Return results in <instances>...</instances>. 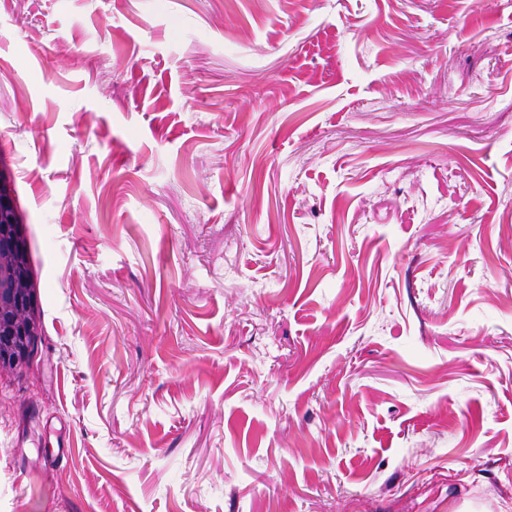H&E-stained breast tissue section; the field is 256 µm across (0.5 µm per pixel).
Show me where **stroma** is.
<instances>
[{
	"label": "stroma",
	"mask_w": 512,
	"mask_h": 512,
	"mask_svg": "<svg viewBox=\"0 0 512 512\" xmlns=\"http://www.w3.org/2000/svg\"><path fill=\"white\" fill-rule=\"evenodd\" d=\"M1 166L0 512H512V0H0ZM40 330L21 222L0 168V374L29 366Z\"/></svg>",
	"instance_id": "obj_1"
}]
</instances>
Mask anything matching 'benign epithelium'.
Listing matches in <instances>:
<instances>
[{"mask_svg": "<svg viewBox=\"0 0 512 512\" xmlns=\"http://www.w3.org/2000/svg\"><path fill=\"white\" fill-rule=\"evenodd\" d=\"M40 330L21 222L0 168V373L29 366Z\"/></svg>", "mask_w": 512, "mask_h": 512, "instance_id": "benign-epithelium-1", "label": "benign epithelium"}]
</instances>
